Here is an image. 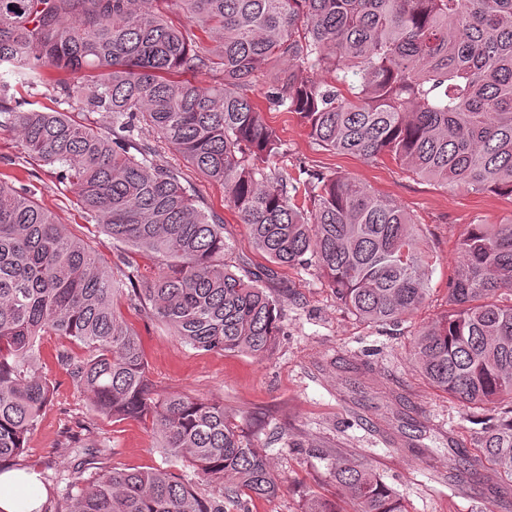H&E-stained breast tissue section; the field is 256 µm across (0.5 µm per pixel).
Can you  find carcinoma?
<instances>
[{
    "label": "carcinoma",
    "mask_w": 512,
    "mask_h": 512,
    "mask_svg": "<svg viewBox=\"0 0 512 512\" xmlns=\"http://www.w3.org/2000/svg\"><path fill=\"white\" fill-rule=\"evenodd\" d=\"M175 25L152 0H0V66L27 83L51 65L60 87L100 115L98 126L23 108L0 83V128L72 184L91 223L150 253L163 271L147 285L128 259L107 265L57 224L30 187L0 179V464L19 457L50 401L36 372L40 339L96 412L151 418L161 447L212 496L168 469L104 466L106 441L83 424L68 435L64 512H224V499L279 489L264 449L224 405L155 393L141 336L117 310L125 297L197 350L263 355L280 334L278 297L260 274L226 262L224 220L205 210L152 134L224 187L270 266L314 268L356 317L398 327L428 295L431 256L418 225L353 177L279 167L286 145L250 96L293 113L314 143L475 193L512 196V0H173ZM214 42L198 45L187 26ZM210 74L214 82L194 79ZM193 78L187 79L185 75ZM448 288L450 309L414 334L412 361L435 389L469 409L512 399V220L467 225ZM478 446L512 480V405ZM333 476L356 512H406L370 466L339 457ZM306 512H342L308 498Z\"/></svg>",
    "instance_id": "1"
}]
</instances>
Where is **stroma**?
Instances as JSON below:
<instances>
[{
    "mask_svg": "<svg viewBox=\"0 0 512 512\" xmlns=\"http://www.w3.org/2000/svg\"><path fill=\"white\" fill-rule=\"evenodd\" d=\"M69 73L43 67L29 85L0 68L17 99L44 111H61L92 123L98 114L66 104L59 85ZM264 118L286 141L280 165L350 176L395 201L419 225L433 258L425 304L403 324L400 334L351 314L315 270L282 268L269 290L283 301L281 333L262 356L205 352L182 343L159 321L129 315L141 336L148 375L161 393L185 392L224 404L243 433L263 446L280 482L270 498L246 500L228 512H303L310 495L338 500L345 512L354 505L337 487L331 462L347 454L371 465L402 496L407 512H505L512 483H500L477 446L492 409L470 410L432 389L411 361L413 334L448 308V285L459 258L456 242L466 224L512 219V197L475 194L413 175L390 158L368 162L314 144L290 114L265 110ZM161 159L179 169L203 206L224 219L231 261L264 266L249 243V229L225 201L223 187L206 179L163 142ZM0 178L36 189L38 202L67 230L108 259L123 251L88 222L74 187L58 180L51 166L27 156L14 130L0 129ZM56 336L41 339L38 368L53 389L40 424L17 464L36 473L48 506L64 504L66 473L75 452L65 445L67 430L88 422L112 447L109 465L150 470L179 469L160 446L151 423L113 420L96 413L87 395L56 362Z\"/></svg>",
    "mask_w": 512,
    "mask_h": 512,
    "instance_id": "obj_1",
    "label": "stroma"
}]
</instances>
